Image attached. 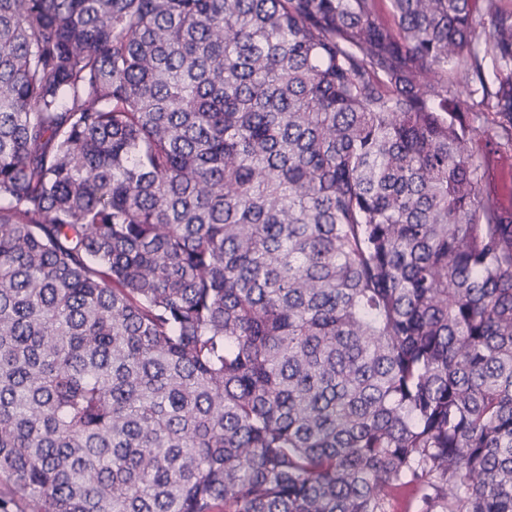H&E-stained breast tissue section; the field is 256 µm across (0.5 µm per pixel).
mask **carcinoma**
<instances>
[{"mask_svg": "<svg viewBox=\"0 0 512 512\" xmlns=\"http://www.w3.org/2000/svg\"><path fill=\"white\" fill-rule=\"evenodd\" d=\"M379 2L0 0V512H512V6ZM456 91L462 112H464L467 121L473 123L476 127H480L483 141L494 140L496 137L495 128L490 123L487 124L484 122V117L487 114H481L484 112H491V109H488L486 105L480 104V100L482 98L481 90H479V93L475 95H471L469 90L464 87H458ZM476 115L479 116V119L476 118ZM483 188L505 208L512 209V151L491 150L482 154Z\"/></svg>", "mask_w": 512, "mask_h": 512, "instance_id": "cac0c4a2", "label": "carcinoma"}]
</instances>
